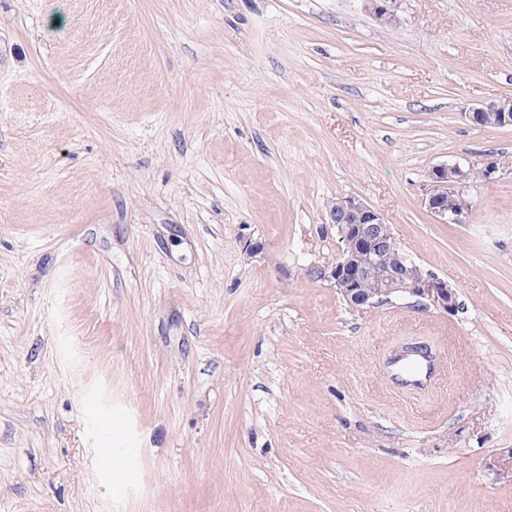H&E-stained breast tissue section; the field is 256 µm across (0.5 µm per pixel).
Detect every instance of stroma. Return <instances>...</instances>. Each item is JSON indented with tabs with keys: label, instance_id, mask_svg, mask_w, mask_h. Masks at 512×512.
I'll list each match as a JSON object with an SVG mask.
<instances>
[{
	"label": "stroma",
	"instance_id": "35a3bbf8",
	"mask_svg": "<svg viewBox=\"0 0 512 512\" xmlns=\"http://www.w3.org/2000/svg\"><path fill=\"white\" fill-rule=\"evenodd\" d=\"M395 10L0 0V512H512V127L464 117L512 97V0ZM492 160L466 223L422 207ZM348 195L459 311L348 308ZM499 167L495 161L487 162L480 169H473L459 162L442 164L432 168L429 183L422 198V205L439 224H463L467 221L471 201L468 196L469 184L474 181L490 182L495 180ZM448 194L458 197L455 200ZM451 210L450 212H448Z\"/></svg>",
	"mask_w": 512,
	"mask_h": 512
}]
</instances>
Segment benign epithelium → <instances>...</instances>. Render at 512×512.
Here are the masks:
<instances>
[{
    "label": "benign epithelium",
    "mask_w": 512,
    "mask_h": 512,
    "mask_svg": "<svg viewBox=\"0 0 512 512\" xmlns=\"http://www.w3.org/2000/svg\"><path fill=\"white\" fill-rule=\"evenodd\" d=\"M376 18L385 24L396 22L395 0H369ZM465 118L477 127H512V98L472 106ZM499 167L490 161L475 169L459 162L432 168L422 205L438 224H463L471 201L469 184L496 179ZM458 197L456 209L448 210V195ZM329 223L336 225L344 248L330 269V279L346 304L355 309L376 308L395 298L415 297L424 306L445 312L459 308L454 289L448 281L424 270L408 255L400 262L378 270L382 259L393 251L395 238L380 211L363 200L344 196L329 207Z\"/></svg>",
    "instance_id": "obj_1"
}]
</instances>
